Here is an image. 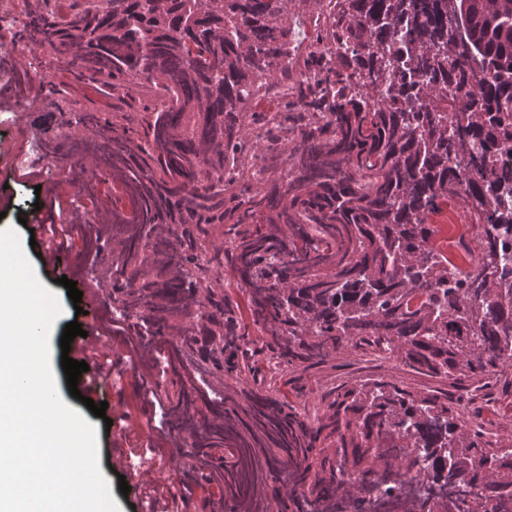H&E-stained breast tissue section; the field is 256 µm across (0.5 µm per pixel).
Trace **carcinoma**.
<instances>
[{"instance_id": "obj_1", "label": "carcinoma", "mask_w": 512, "mask_h": 512, "mask_svg": "<svg viewBox=\"0 0 512 512\" xmlns=\"http://www.w3.org/2000/svg\"><path fill=\"white\" fill-rule=\"evenodd\" d=\"M308 2L310 34L294 0H19L7 53L25 108H56L43 156L83 148L130 200L95 228L105 300L210 387L176 391L170 441L230 450L239 512H353L354 491L371 512H512V446L465 419L477 400L508 418L512 0ZM37 50L67 79L23 66ZM455 199L463 268L431 223ZM226 267L257 347L211 288ZM344 356L452 391L284 379Z\"/></svg>"}]
</instances>
